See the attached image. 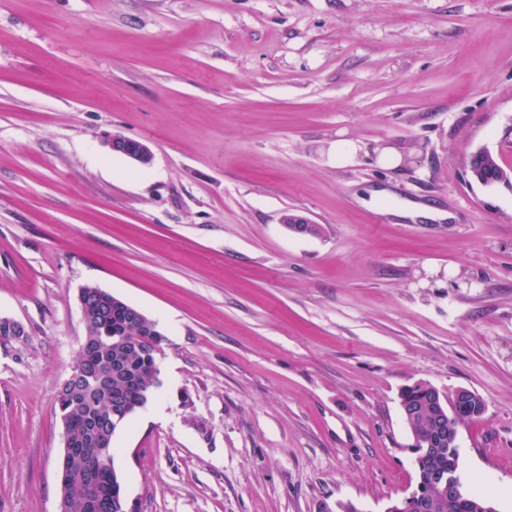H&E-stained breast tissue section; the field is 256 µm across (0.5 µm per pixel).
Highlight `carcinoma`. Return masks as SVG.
Wrapping results in <instances>:
<instances>
[{"label": "carcinoma", "instance_id": "obj_1", "mask_svg": "<svg viewBox=\"0 0 512 512\" xmlns=\"http://www.w3.org/2000/svg\"><path fill=\"white\" fill-rule=\"evenodd\" d=\"M475 171L486 180L504 175L489 151L480 155ZM84 296L93 357L86 361L78 357L72 371H77L78 364L84 361L91 373L65 380L56 400L59 416L68 421L73 439L86 448L99 450L101 465L96 488L99 494L110 497L123 492L114 465L113 437L156 396L160 387L157 356L164 337L148 317L136 320L123 300L114 296L106 302L95 287L84 288ZM408 403L412 415L405 423L419 447L427 449L416 464V483L423 485L434 500V508L427 512H478L476 505L488 503L481 493L471 491L465 498H450L448 493L430 486L435 470L459 463L457 448L448 447V439L437 438L435 415L446 413L449 408L436 407L432 391L419 385L410 390ZM61 468L63 483L59 492L70 501V512H86L87 456L71 455L61 460Z\"/></svg>", "mask_w": 512, "mask_h": 512}]
</instances>
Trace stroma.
I'll return each instance as SVG.
<instances>
[{
	"label": "stroma",
	"instance_id": "obj_1",
	"mask_svg": "<svg viewBox=\"0 0 512 512\" xmlns=\"http://www.w3.org/2000/svg\"><path fill=\"white\" fill-rule=\"evenodd\" d=\"M481 148L512 175V0H0V318L27 334L0 512L58 510L87 286L165 337L113 439L137 512H385L418 382L483 397L460 473L512 512V184L469 178ZM110 147L113 152L135 162L142 163L144 160L152 159V153L148 146L140 141L131 140L121 135L112 136Z\"/></svg>",
	"mask_w": 512,
	"mask_h": 512
}]
</instances>
